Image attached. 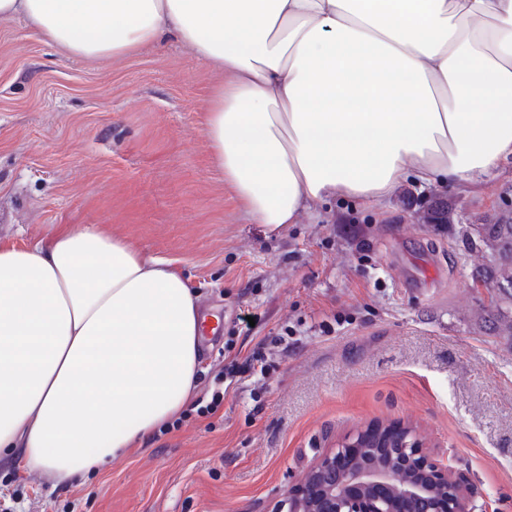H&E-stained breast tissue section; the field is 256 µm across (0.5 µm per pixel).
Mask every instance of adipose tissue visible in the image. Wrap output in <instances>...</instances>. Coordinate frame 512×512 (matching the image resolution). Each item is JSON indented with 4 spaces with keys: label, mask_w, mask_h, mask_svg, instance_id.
I'll return each instance as SVG.
<instances>
[{
    "label": "adipose tissue",
    "mask_w": 512,
    "mask_h": 512,
    "mask_svg": "<svg viewBox=\"0 0 512 512\" xmlns=\"http://www.w3.org/2000/svg\"><path fill=\"white\" fill-rule=\"evenodd\" d=\"M17 17L76 57L174 37L223 72L212 158L274 231L512 165V0H0ZM201 322L166 260L97 225L0 246V463L57 486L140 447L195 392Z\"/></svg>",
    "instance_id": "ef3b65f1"
}]
</instances>
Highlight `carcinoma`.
Returning a JSON list of instances; mask_svg holds the SVG:
<instances>
[{
  "label": "carcinoma",
  "mask_w": 512,
  "mask_h": 512,
  "mask_svg": "<svg viewBox=\"0 0 512 512\" xmlns=\"http://www.w3.org/2000/svg\"><path fill=\"white\" fill-rule=\"evenodd\" d=\"M417 219L421 224L456 225L461 241L479 253L490 254L492 263L480 266L476 278L486 287L498 289L500 304L512 306V210L500 213L490 224H461L453 206L433 200L417 211ZM475 323L491 334L512 336L511 316L482 310Z\"/></svg>",
  "instance_id": "cac0c4a2"
}]
</instances>
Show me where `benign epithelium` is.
<instances>
[{
    "instance_id": "7a95c632",
    "label": "benign epithelium",
    "mask_w": 512,
    "mask_h": 512,
    "mask_svg": "<svg viewBox=\"0 0 512 512\" xmlns=\"http://www.w3.org/2000/svg\"><path fill=\"white\" fill-rule=\"evenodd\" d=\"M370 433L395 435L399 443L382 445L373 457L346 467L344 448L328 450L271 512H477L463 475L437 459L411 429L374 426ZM400 470L409 478L399 485L394 477ZM336 472L339 481H323Z\"/></svg>"
}]
</instances>
